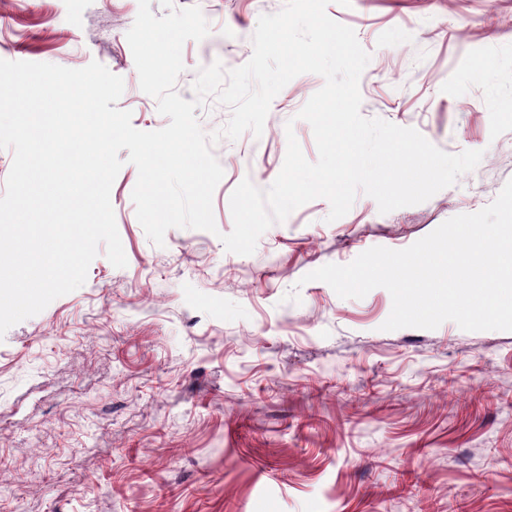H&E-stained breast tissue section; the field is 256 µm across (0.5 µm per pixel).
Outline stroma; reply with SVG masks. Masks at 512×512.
<instances>
[{
  "label": "stroma",
  "instance_id": "1",
  "mask_svg": "<svg viewBox=\"0 0 512 512\" xmlns=\"http://www.w3.org/2000/svg\"><path fill=\"white\" fill-rule=\"evenodd\" d=\"M174 2L210 25L183 47L176 90L190 100L198 68L244 65L260 15L286 0ZM137 12L138 0H0V60L100 62L123 78L133 126L161 129L126 39ZM327 13L371 55L364 116L483 151L480 164L387 214L361 193L331 222L313 200L242 256L220 240L230 195L246 178L273 183L286 127L317 160L297 114L321 76L284 87L261 137L214 144L217 233L172 228L154 245L121 150L110 199L127 266L98 253L83 286L0 339V512H512V331H386V289L343 299L303 280L406 248L512 179V0H333ZM293 290L300 303L285 301Z\"/></svg>",
  "mask_w": 512,
  "mask_h": 512
}]
</instances>
